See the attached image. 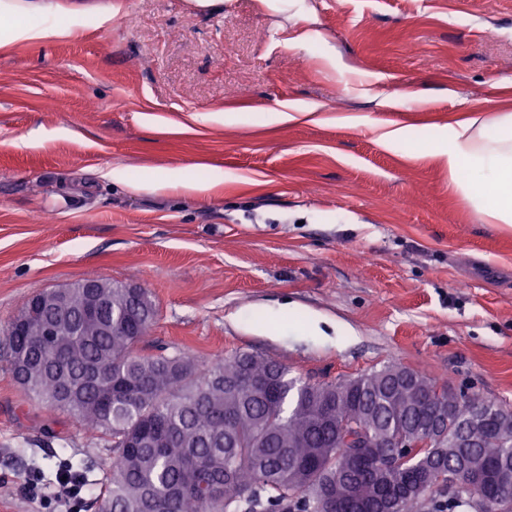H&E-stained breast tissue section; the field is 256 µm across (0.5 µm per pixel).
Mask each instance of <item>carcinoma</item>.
I'll use <instances>...</instances> for the list:
<instances>
[{"instance_id": "cac0c4a2", "label": "carcinoma", "mask_w": 512, "mask_h": 512, "mask_svg": "<svg viewBox=\"0 0 512 512\" xmlns=\"http://www.w3.org/2000/svg\"><path fill=\"white\" fill-rule=\"evenodd\" d=\"M85 278L44 289L8 324L9 370L28 393L110 444L100 512H336L372 509L388 494L400 512H512V412L398 364L354 378L306 382L281 363L234 353L209 363L175 350L134 352L156 305L142 289ZM106 305L95 320L83 308ZM442 433L428 437L440 406ZM489 432L468 427L474 407ZM355 423L377 434L378 453L352 461L341 445ZM412 436L421 448H398ZM454 469L467 491L435 499Z\"/></svg>"}]
</instances>
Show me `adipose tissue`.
<instances>
[{"label": "adipose tissue", "instance_id": "ef3b65f1", "mask_svg": "<svg viewBox=\"0 0 512 512\" xmlns=\"http://www.w3.org/2000/svg\"><path fill=\"white\" fill-rule=\"evenodd\" d=\"M0 15L14 24L0 34V50L20 43L69 36L68 27L44 19L24 0H0ZM384 148L433 158L448 170V191L487 224L512 228V111L464 113L448 124L421 130L410 125L376 128Z\"/></svg>", "mask_w": 512, "mask_h": 512}]
</instances>
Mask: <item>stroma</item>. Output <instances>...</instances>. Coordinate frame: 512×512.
<instances>
[{
	"label": "stroma",
	"mask_w": 512,
	"mask_h": 512,
	"mask_svg": "<svg viewBox=\"0 0 512 512\" xmlns=\"http://www.w3.org/2000/svg\"><path fill=\"white\" fill-rule=\"evenodd\" d=\"M39 2L70 36L0 55V512H98L110 449L13 380L3 341L35 291L88 276L154 300L141 353L311 381L397 363L512 409V229L368 127L512 106V0ZM289 103L305 118L268 123ZM205 166V193L144 185ZM284 304L317 326L249 319ZM65 458L94 468L78 508Z\"/></svg>",
	"instance_id": "35a3bbf8"
}]
</instances>
